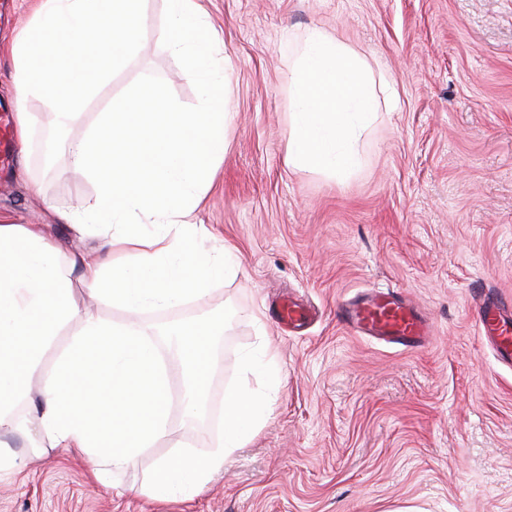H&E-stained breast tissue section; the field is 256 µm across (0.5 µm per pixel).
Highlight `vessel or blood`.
Here are the masks:
<instances>
[{"label":"vessel or blood","instance_id":"b4317fda","mask_svg":"<svg viewBox=\"0 0 512 512\" xmlns=\"http://www.w3.org/2000/svg\"><path fill=\"white\" fill-rule=\"evenodd\" d=\"M482 333L494 345L497 355L512 364V315H507V301L487 297L482 301ZM345 326L361 336L408 349L425 345L429 335L425 316L397 292L372 288L345 304L340 313Z\"/></svg>","mask_w":512,"mask_h":512}]
</instances>
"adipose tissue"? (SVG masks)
<instances>
[{"mask_svg":"<svg viewBox=\"0 0 512 512\" xmlns=\"http://www.w3.org/2000/svg\"><path fill=\"white\" fill-rule=\"evenodd\" d=\"M168 27L203 105L186 110L154 91L111 101L102 122L70 157L97 184L93 202L64 214L79 231H95L99 253L63 248L33 224L0 219V430L38 431L48 448H77L95 460L104 482L141 448L168 435L169 368L148 331L145 309L205 304L211 282L238 262L233 250L206 247L195 210L224 155L228 68L213 58V37L197 0H167ZM153 231L144 234L143 220ZM106 299L132 317L123 325L81 313L75 290ZM77 321L70 351L41 388V352ZM30 413L19 419L20 403ZM267 400L248 385L224 395V437L198 455L161 459L144 491L158 499L190 498L251 440Z\"/></svg>","mask_w":512,"mask_h":512,"instance_id":"ef3b65f1","label":"adipose tissue"}]
</instances>
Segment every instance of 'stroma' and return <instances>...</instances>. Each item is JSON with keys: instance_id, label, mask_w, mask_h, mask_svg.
<instances>
[{"instance_id": "1", "label": "stroma", "mask_w": 512, "mask_h": 512, "mask_svg": "<svg viewBox=\"0 0 512 512\" xmlns=\"http://www.w3.org/2000/svg\"><path fill=\"white\" fill-rule=\"evenodd\" d=\"M215 50L232 66L226 151L196 212L213 245L239 262L206 307L144 311L139 322L224 318L207 368L208 403L191 417L169 400L167 438L142 449L115 483L95 481L85 454L0 437L22 465L0 475V512H512V367L483 341L472 300L512 299V0H199ZM165 0H144L136 56L66 130L96 128L111 98L157 88L186 109L200 86L173 47ZM318 27L356 51L375 85L390 84L334 176L293 164L288 132L289 34ZM26 151L0 163V217L83 241L57 211L93 198L95 182L58 158L40 169V96L25 101ZM403 292L432 341L404 351L354 334L337 304L367 288ZM314 305L291 330L281 298ZM268 349L274 375L247 379L272 407L246 448L190 499L137 494L156 462L200 454L224 426V392L244 380L243 355Z\"/></svg>"}]
</instances>
